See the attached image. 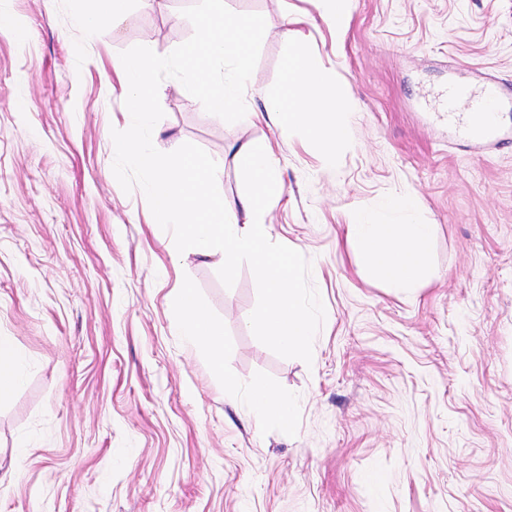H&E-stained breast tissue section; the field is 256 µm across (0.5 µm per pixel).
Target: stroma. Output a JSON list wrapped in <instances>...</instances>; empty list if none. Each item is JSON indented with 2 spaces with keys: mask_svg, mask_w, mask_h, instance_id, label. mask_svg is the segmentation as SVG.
I'll use <instances>...</instances> for the list:
<instances>
[{
  "mask_svg": "<svg viewBox=\"0 0 512 512\" xmlns=\"http://www.w3.org/2000/svg\"><path fill=\"white\" fill-rule=\"evenodd\" d=\"M194 2L129 0L93 41L74 23L93 0H0V336L21 375L0 401V512H512V0H352L342 33L318 0H225L266 22L254 120L224 125L162 81L155 147L222 163L225 202L244 193L237 149L270 143V239L310 261L326 311L309 363L254 337L249 266L225 287L113 174L111 132L131 124L114 66L188 40ZM287 28L350 109L329 165L276 126ZM490 78L511 142L478 150L436 100ZM402 194L430 241L397 288L348 224ZM187 283L224 326L222 368L180 333ZM256 377L292 422L254 420Z\"/></svg>",
  "mask_w": 512,
  "mask_h": 512,
  "instance_id": "stroma-1",
  "label": "stroma"
}]
</instances>
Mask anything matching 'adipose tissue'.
Segmentation results:
<instances>
[{"instance_id": "adipose-tissue-1", "label": "adipose tissue", "mask_w": 512, "mask_h": 512, "mask_svg": "<svg viewBox=\"0 0 512 512\" xmlns=\"http://www.w3.org/2000/svg\"><path fill=\"white\" fill-rule=\"evenodd\" d=\"M327 84L324 72L309 66L300 49L288 50L285 93L276 105L282 125L301 128L321 144L324 159H331L348 133L338 114L340 103H328L322 95ZM351 235L362 242L365 257L378 277L395 286L415 282L425 263L429 228L421 222L372 224L357 217L350 224ZM181 314L180 330L188 344L218 348L224 344V329L199 304L192 286H183L177 297ZM252 412L256 420H288L294 415L287 399L273 395L265 381L255 378L248 384Z\"/></svg>"}]
</instances>
